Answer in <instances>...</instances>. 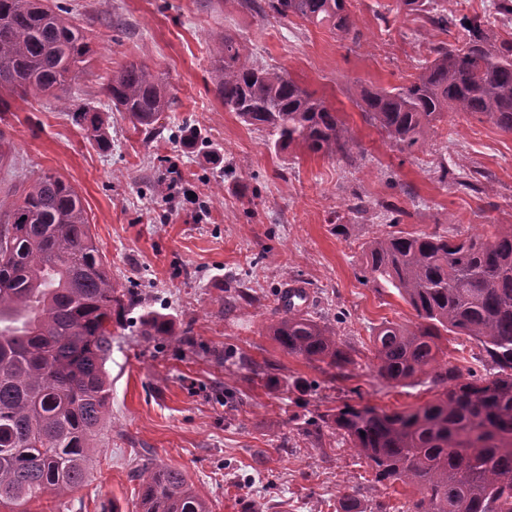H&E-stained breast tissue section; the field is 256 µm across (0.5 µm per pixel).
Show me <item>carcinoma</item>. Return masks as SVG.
Here are the masks:
<instances>
[{
  "instance_id": "carcinoma-1",
  "label": "carcinoma",
  "mask_w": 512,
  "mask_h": 512,
  "mask_svg": "<svg viewBox=\"0 0 512 512\" xmlns=\"http://www.w3.org/2000/svg\"><path fill=\"white\" fill-rule=\"evenodd\" d=\"M446 32L447 0H401ZM280 18L329 25L357 45L350 0H264ZM464 45L440 42L406 83L363 87L366 121L401 152L426 147L448 112L480 113L512 132V42L492 45L487 19L464 18ZM70 9L53 0H0V112L15 95H51L73 105L71 86L93 54ZM214 85L224 107L264 128L270 146L349 158L356 146L343 121L287 71L256 62L229 35L215 41ZM103 93L118 112L154 128L170 104L161 79L129 62L106 78ZM76 120L101 150L111 148L105 120L79 108ZM0 224V504L16 506L46 490L83 483L87 450L110 405L106 363L112 322L125 291L112 283L75 188L55 175L36 178ZM361 277L390 286L415 312L411 328L385 322L371 337L373 365L393 385L425 378L434 399L414 409L346 404L334 429L365 460L376 482L415 488L404 512H512V224L448 237L388 231L363 247ZM268 327L287 353L322 362L344 377L355 364L333 325L295 300L278 297ZM143 323L174 335L167 315ZM480 345L495 372L462 374L448 361V336ZM140 512H210L186 474L149 461L136 476ZM338 512H368L347 486Z\"/></svg>"
}]
</instances>
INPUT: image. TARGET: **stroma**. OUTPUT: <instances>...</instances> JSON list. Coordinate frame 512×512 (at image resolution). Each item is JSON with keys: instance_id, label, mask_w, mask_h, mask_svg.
<instances>
[{"instance_id": "stroma-1", "label": "stroma", "mask_w": 512, "mask_h": 512, "mask_svg": "<svg viewBox=\"0 0 512 512\" xmlns=\"http://www.w3.org/2000/svg\"><path fill=\"white\" fill-rule=\"evenodd\" d=\"M63 2L95 49L71 94L108 120L112 146L89 144L55 100L11 98L0 114L10 154L0 165V209L9 210L23 181L53 174L69 182L113 282L132 300L112 328V399L85 480L69 494L43 492L24 512H139L133 475L151 459L184 470L211 512H336L348 485L364 505L399 512L412 487L375 483L331 427L320 447L297 433L347 404L409 409L433 399L428 381L394 386L373 367L375 328L416 317L395 289L360 281L362 247L393 222L452 234L511 224L512 133L452 112L425 151L402 153L365 121L357 89L403 84L431 44L461 36L462 17L488 16L496 44L512 39V17L493 14L492 0H453L445 33L398 0H352L363 34L355 47L329 27L281 22L246 0ZM219 34L247 43L258 63L286 70L334 109L357 144L352 157L270 151L266 130L240 121L215 91ZM129 62L158 73L174 100L157 133L133 125L101 92L107 74ZM454 163L483 173V193L443 177ZM170 178L200 205L157 194L156 181ZM356 195L374 202L370 220L348 211ZM387 201L399 217L385 211ZM295 284L307 289L312 316L334 324L353 350L349 378L285 353L268 335L277 295ZM232 288L248 298L228 311L222 300ZM148 310L168 314L173 335H145L139 317Z\"/></svg>"}]
</instances>
